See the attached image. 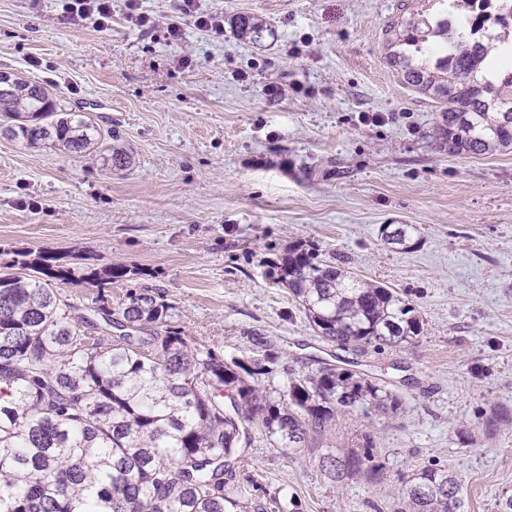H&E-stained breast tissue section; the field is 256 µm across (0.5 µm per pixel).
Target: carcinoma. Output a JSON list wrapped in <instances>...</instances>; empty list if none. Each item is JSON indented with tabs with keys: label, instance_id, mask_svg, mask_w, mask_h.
Instances as JSON below:
<instances>
[{
	"label": "carcinoma",
	"instance_id": "cac0c4a2",
	"mask_svg": "<svg viewBox=\"0 0 512 512\" xmlns=\"http://www.w3.org/2000/svg\"><path fill=\"white\" fill-rule=\"evenodd\" d=\"M405 0L385 30L386 62L402 83L442 104L434 133L451 155L512 148V65L496 64V37L472 45L461 32L450 59L448 4ZM0 136L23 146L50 145L82 155L112 140L104 160L132 157L114 131L86 113L68 112L45 87L18 79L0 92ZM394 249L421 242L414 224L382 236ZM130 274L122 265L82 274L43 253L0 265V512H268L260 495L228 491L244 466V424L296 452L336 410L398 404L385 385L348 369L321 367L268 391L258 377L278 355L225 359L173 323L175 307L157 288L131 289L117 306L108 286ZM266 276L288 289L319 336L345 348L376 350L413 342L423 331L414 305L396 289L351 268L294 248ZM96 288L86 313L58 285ZM366 455H328L321 469L340 483L360 474ZM398 512H467L462 486L426 467L404 481Z\"/></svg>",
	"mask_w": 512,
	"mask_h": 512
}]
</instances>
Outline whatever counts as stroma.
I'll list each match as a JSON object with an SVG mask.
<instances>
[{
	"mask_svg": "<svg viewBox=\"0 0 512 512\" xmlns=\"http://www.w3.org/2000/svg\"><path fill=\"white\" fill-rule=\"evenodd\" d=\"M400 3L200 0L223 14V38L186 18L175 44L179 0H137L145 27L112 0L105 29L65 18L57 0H0V70L92 113L133 157L114 170L0 137V261L43 250L75 268L124 265L134 275L112 284L113 302L161 289L177 326L228 358L271 343L270 389L353 361L396 392L397 406L337 413L297 453L254 434L248 475L298 512H396L403 480L431 464L457 475L468 512H499L512 495V149H439V104L384 60ZM242 15L268 35H239ZM363 112L385 121L362 124ZM387 224L417 225L420 246L390 248ZM291 246L395 288L422 334L362 352L318 336L266 277ZM366 433L377 473L328 480L323 456L361 451Z\"/></svg>",
	"mask_w": 512,
	"mask_h": 512,
	"instance_id": "1",
	"label": "stroma"
}]
</instances>
